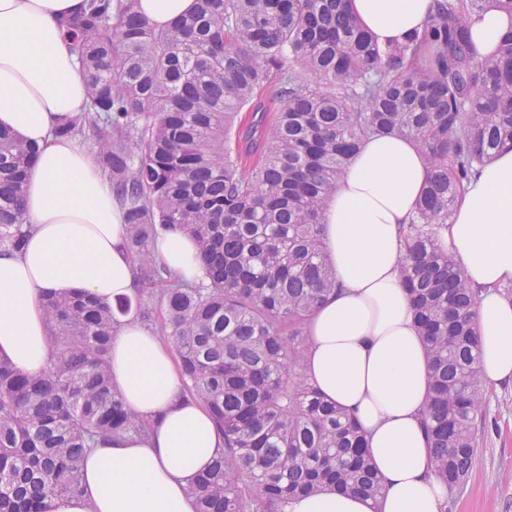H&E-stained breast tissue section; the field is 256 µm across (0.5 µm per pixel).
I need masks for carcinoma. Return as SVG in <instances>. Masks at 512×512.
<instances>
[{"instance_id": "carcinoma-1", "label": "carcinoma", "mask_w": 512, "mask_h": 512, "mask_svg": "<svg viewBox=\"0 0 512 512\" xmlns=\"http://www.w3.org/2000/svg\"><path fill=\"white\" fill-rule=\"evenodd\" d=\"M437 0L406 42L378 45L343 0H199L163 27L140 0H90L62 28L89 106L59 128L93 141L135 258L137 291L158 289L162 339L185 387L224 433V453L189 487L197 512H286L324 489L382 492L356 419L308 383L309 321L336 288L322 237L325 205L360 145L413 140L428 176L401 267L429 344L425 428L437 475L460 486L477 455L482 381L472 288L442 245L462 184L512 146V30L480 58L471 27L488 5ZM278 86L268 118L258 93ZM251 112L245 129L236 119ZM37 149L0 130V250H22L20 198ZM194 238V283L152 258L163 233ZM116 306L48 295L51 358L40 375L0 357V512H50L81 488L98 441L144 434L112 384Z\"/></svg>"}]
</instances>
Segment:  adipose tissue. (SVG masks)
<instances>
[{
    "mask_svg": "<svg viewBox=\"0 0 512 512\" xmlns=\"http://www.w3.org/2000/svg\"><path fill=\"white\" fill-rule=\"evenodd\" d=\"M86 0H0V128L37 144L22 199L31 226L22 252L0 251V355L19 370L46 369L51 327L44 293L102 302L132 294L134 260L111 184L93 156L58 128L85 111L80 64L60 27ZM435 0H345L379 45L400 44L434 12ZM411 140L376 136L348 164L327 202L322 235L336 289L309 323L305 373L329 402L354 415L383 485L377 501L325 490L288 512H444L422 414L427 346L401 284V237L427 177ZM442 239L473 287L484 381L512 384V150L499 152L460 192ZM154 259L183 281L200 279L193 238L154 243ZM112 381L147 436L106 440L87 454L79 494L51 512H196V475L224 450L209 410L186 392L178 361L155 332L127 322L112 341Z\"/></svg>",
    "mask_w": 512,
    "mask_h": 512,
    "instance_id": "ef3b65f1",
    "label": "adipose tissue"
}]
</instances>
